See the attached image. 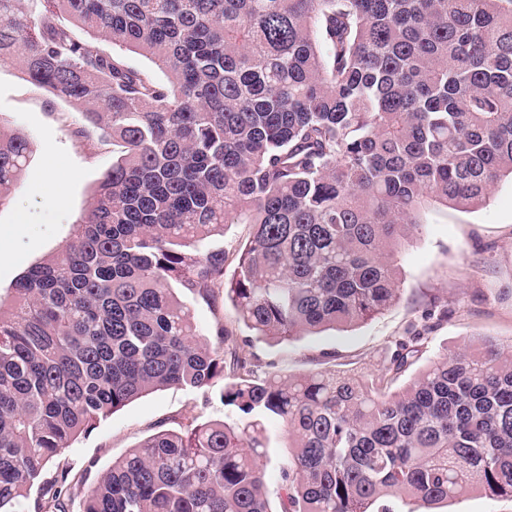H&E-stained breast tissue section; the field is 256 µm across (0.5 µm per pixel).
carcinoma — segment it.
Instances as JSON below:
<instances>
[{
    "label": "carcinoma",
    "instance_id": "cac0c4a2",
    "mask_svg": "<svg viewBox=\"0 0 512 512\" xmlns=\"http://www.w3.org/2000/svg\"><path fill=\"white\" fill-rule=\"evenodd\" d=\"M83 31L163 77L94 50ZM78 108L112 150L72 239L0 301V512H68L47 465L128 403L222 383L234 425L190 422L131 449L80 512H433L472 489L512 500V343L413 373L426 334L382 371L260 376L233 330L210 339L181 294L215 288L281 342L400 300L397 256L426 209H473L512 181V0H0V63ZM30 141L0 123V205ZM249 224L224 281L198 243ZM292 441L272 509L264 422Z\"/></svg>",
    "mask_w": 512,
    "mask_h": 512
}]
</instances>
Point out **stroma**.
<instances>
[{
    "mask_svg": "<svg viewBox=\"0 0 512 512\" xmlns=\"http://www.w3.org/2000/svg\"><path fill=\"white\" fill-rule=\"evenodd\" d=\"M76 109L54 99L45 89L26 80L19 66L0 64V121L28 136L29 162L9 203L0 206V226L15 224L18 214L27 223L0 241V296L9 297L15 282L35 263L50 256L75 231L87 210L111 153L94 142L77 138ZM65 178L61 203H53L47 186L49 172ZM400 300L368 322L347 330H326L291 341L273 342L256 337L224 298L208 305L186 296L185 301L202 334L217 323L232 328L259 359L260 375L300 377L336 369L368 377L385 364L395 340L418 323L425 302L438 297L448 310L446 320L430 333L423 348L431 359L481 339L512 342V183L501 182L487 202L464 211L437 206L430 209L412 245L399 258ZM235 423L232 408L219 399L218 388L190 390L169 386L128 403L100 420L95 428L73 442L58 464L49 465L47 477L66 468L69 512H79L87 489L113 461L122 458L148 436L191 421ZM266 485L276 496L279 472L288 460V432L275 419L266 423Z\"/></svg>",
    "mask_w": 512,
    "mask_h": 512,
    "instance_id": "stroma-1",
    "label": "stroma"
}]
</instances>
